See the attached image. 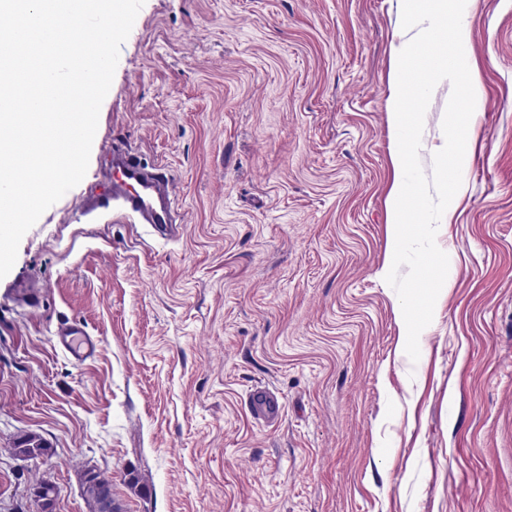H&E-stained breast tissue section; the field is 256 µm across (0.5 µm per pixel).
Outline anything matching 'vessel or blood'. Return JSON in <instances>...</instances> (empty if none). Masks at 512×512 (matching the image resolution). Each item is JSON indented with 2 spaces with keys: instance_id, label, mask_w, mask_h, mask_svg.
<instances>
[{
  "instance_id": "obj_1",
  "label": "vessel or blood",
  "mask_w": 512,
  "mask_h": 512,
  "mask_svg": "<svg viewBox=\"0 0 512 512\" xmlns=\"http://www.w3.org/2000/svg\"><path fill=\"white\" fill-rule=\"evenodd\" d=\"M109 154L114 167L112 180L103 191L89 192L79 200L81 214L97 218L117 213L130 223L150 225L160 236L173 235L175 181L149 171L133 152L113 148ZM58 337L74 358L84 359L95 351L94 340L75 327L61 328Z\"/></svg>"
}]
</instances>
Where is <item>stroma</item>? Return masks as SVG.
<instances>
[{
  "mask_svg": "<svg viewBox=\"0 0 512 512\" xmlns=\"http://www.w3.org/2000/svg\"><path fill=\"white\" fill-rule=\"evenodd\" d=\"M468 23L494 106L468 128L414 362L385 281L398 0H145L84 179L0 279V512H37L43 476L55 512H90L88 467L123 512H512V0H471ZM450 94L425 115L427 172ZM114 142L176 179L177 237L76 210ZM66 322L94 356L58 344ZM29 433L51 457L12 455Z\"/></svg>",
  "mask_w": 512,
  "mask_h": 512,
  "instance_id": "35a3bbf8",
  "label": "stroma"
}]
</instances>
